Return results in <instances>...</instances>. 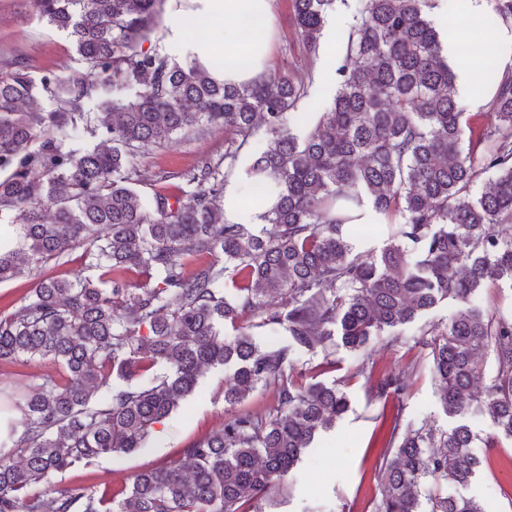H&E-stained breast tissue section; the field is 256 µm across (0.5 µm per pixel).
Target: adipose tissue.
I'll return each instance as SVG.
<instances>
[{
    "instance_id": "ef3b65f1",
    "label": "adipose tissue",
    "mask_w": 512,
    "mask_h": 512,
    "mask_svg": "<svg viewBox=\"0 0 512 512\" xmlns=\"http://www.w3.org/2000/svg\"><path fill=\"white\" fill-rule=\"evenodd\" d=\"M190 15L173 20L167 39L203 66L217 81L245 85L271 70L274 43L272 0H192ZM457 91L470 98L473 76L459 55L472 37L465 23L449 22L447 7L437 12Z\"/></svg>"
}]
</instances>
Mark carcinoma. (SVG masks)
I'll return each instance as SVG.
<instances>
[{
    "label": "carcinoma",
    "instance_id": "cac0c4a2",
    "mask_svg": "<svg viewBox=\"0 0 512 512\" xmlns=\"http://www.w3.org/2000/svg\"><path fill=\"white\" fill-rule=\"evenodd\" d=\"M68 30L86 73L0 66V282L81 247L86 269L44 277L20 309L0 314V363L48 360V375L13 396L18 425L0 433V512H248L348 408L338 384L293 377L299 349L336 361L335 337L362 352L444 301L456 308L431 337L429 367L445 414L487 413L512 437V317L475 304L478 288L512 282V77L496 84L487 119L453 94L455 74L431 13L437 0H360L335 69L330 106L301 111L309 83L278 70L226 86L203 68L139 50L164 0H36ZM337 0H292L316 54ZM512 23V0H490ZM101 96L102 112L85 100ZM45 96L51 111L37 105ZM224 129V164L181 174L191 192L143 197L135 155L179 132ZM259 128L266 146L246 175L279 200L263 224L224 220V184ZM92 139L66 144L70 132ZM485 190L472 193L484 175ZM382 217L378 249L352 243L364 204ZM140 279L131 288L127 275ZM231 327L234 337H224ZM279 327L265 348L253 330ZM494 370L481 391L483 352ZM232 366L224 401L257 387L264 410L224 426L136 474L130 488L56 489L59 475L144 446L211 369ZM406 370L379 376L370 399L397 404L379 452L373 512H422L427 482L466 485L481 460L461 424L436 431L402 421ZM428 512H482L472 499L428 498Z\"/></svg>",
    "mask_w": 512,
    "mask_h": 512
}]
</instances>
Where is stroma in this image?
<instances>
[{
  "label": "stroma",
  "mask_w": 512,
  "mask_h": 512,
  "mask_svg": "<svg viewBox=\"0 0 512 512\" xmlns=\"http://www.w3.org/2000/svg\"><path fill=\"white\" fill-rule=\"evenodd\" d=\"M273 14V68L291 67L317 77L327 55H307L295 32L291 0H274ZM15 60L25 62L35 78L47 70L68 76L84 69L67 33L50 24L31 0H0V65ZM223 154V130L209 129L177 137L167 147L136 158L135 164L145 176L140 190L146 195L159 190L178 192L183 186L179 172L218 160ZM84 267L83 251L77 248L37 269L31 277L0 283V312L17 311L38 278L68 279ZM451 309V303H442L423 321L402 327L398 343H390L384 336L373 337L371 341L376 350L373 374L410 364L415 367L402 402L405 419L439 430L452 429L457 421L442 409L429 370L428 339L421 327L446 320ZM335 358L336 370L318 373L314 370L318 356L302 352L292 356L295 371L326 383L341 382L349 408L333 428L321 435L314 448L305 451L282 486L257 501L259 512H372L378 495L375 464L388 421L382 418L380 406L370 402L365 377L356 372L360 352L340 346ZM228 375V370L215 369L202 377L186 403L155 424L143 448L104 457L91 467L59 475L58 487L93 490L107 481L116 488L128 486L138 472L160 465L188 443L219 429L231 411L224 400ZM465 422L483 465L470 484L444 485L441 493L473 498L483 512H512V438L499 433L488 416L472 414Z\"/></svg>",
  "instance_id": "obj_1"
}]
</instances>
